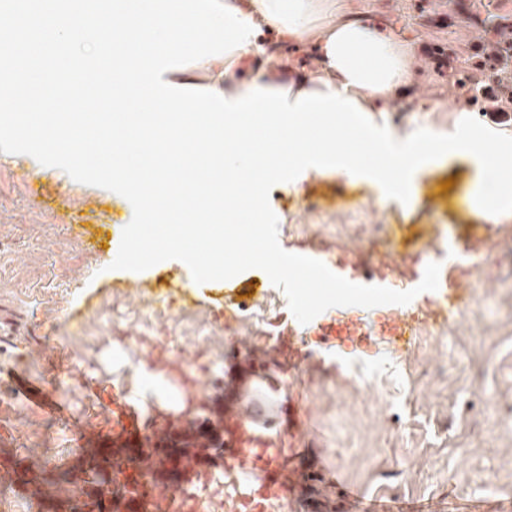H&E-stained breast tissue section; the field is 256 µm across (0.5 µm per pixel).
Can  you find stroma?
<instances>
[{"label":"stroma","instance_id":"1","mask_svg":"<svg viewBox=\"0 0 512 512\" xmlns=\"http://www.w3.org/2000/svg\"><path fill=\"white\" fill-rule=\"evenodd\" d=\"M471 0H341L340 16H371L412 48L415 72L403 99L378 113L396 139L420 128L454 131L461 113L447 69L430 63L438 48L475 44L481 30H449L448 18ZM284 67L309 76L319 67L315 41L272 38ZM480 186L466 160L424 165L405 207L376 197L342 176H313L289 193L273 187L270 205L278 240L306 239L336 254L342 225L360 224L363 240L345 250L375 262L370 243L398 237L417 253L434 228L458 243L491 235L502 253L462 288L483 284L486 295L448 327L443 343L420 334L397 362L362 367L336 377L315 371L280 373L273 335L291 311L268 275L250 269L223 282L201 284L186 307L158 300L157 281H191L189 267L170 259L142 271L112 269L133 207L122 195L73 180L27 154L0 152V469L18 472L0 485V502L24 512H52L71 500L86 502L87 486L74 475L85 448H133L159 410L184 415L198 432L224 433V357L262 355L278 381L274 441L286 448L290 423L301 420L304 469H337L341 483L384 500L409 501L427 512H504L512 505V213L490 227L461 210ZM82 224L103 244L86 250L68 230ZM95 291V314L69 320V300ZM183 338L177 356L160 352L167 329ZM48 387L57 382L60 416L34 409L11 385L15 373ZM123 392L131 418L115 424L112 396Z\"/></svg>","mask_w":512,"mask_h":512}]
</instances>
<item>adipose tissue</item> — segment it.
I'll return each instance as SVG.
<instances>
[{
    "label": "adipose tissue",
    "instance_id": "adipose-tissue-1",
    "mask_svg": "<svg viewBox=\"0 0 512 512\" xmlns=\"http://www.w3.org/2000/svg\"><path fill=\"white\" fill-rule=\"evenodd\" d=\"M241 16L281 36L320 30L321 73L317 77L282 78L276 55L265 43L252 40L224 60V78L214 87L227 99L247 95L249 88L288 92L289 103L303 93L335 91L356 100L362 111L374 112L380 101L399 97L410 78L411 46L389 37L374 20L335 18L336 0H220ZM251 55L265 56L267 69L244 67Z\"/></svg>",
    "mask_w": 512,
    "mask_h": 512
}]
</instances>
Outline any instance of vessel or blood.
I'll return each instance as SVG.
<instances>
[{
    "label": "vessel or blood",
    "instance_id": "b4317fda",
    "mask_svg": "<svg viewBox=\"0 0 512 512\" xmlns=\"http://www.w3.org/2000/svg\"><path fill=\"white\" fill-rule=\"evenodd\" d=\"M491 244L488 237L463 246L452 239H436L433 250L448 256L447 264L440 268L437 290L420 293L405 305L371 309L345 306L302 326L288 324L275 336L279 356L297 370L323 368L340 374L357 363H377L390 355H404L423 321L443 327L470 306L471 297L457 279L476 264L488 261ZM288 250L320 260L332 272L356 284H391L374 265L355 263L342 255L332 257L302 241L289 242ZM272 387V381L258 375L245 401L226 412L234 435L225 443L224 473L236 480L237 488L226 497L225 506L228 512H272L277 504L293 498L305 512H325L317 493L321 474L291 469L284 449L273 445L265 434L272 425L268 400ZM127 454L139 464L114 476L113 488L127 495L138 493L148 512H183L185 505L178 502L174 489H161L141 479V466H153V459L139 448L128 449Z\"/></svg>",
    "mask_w": 512,
    "mask_h": 512
}]
</instances>
